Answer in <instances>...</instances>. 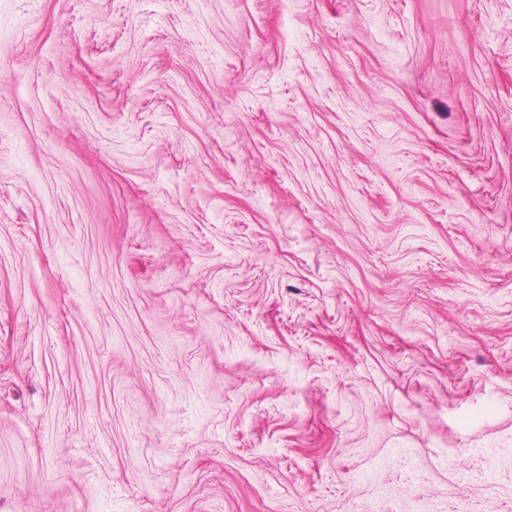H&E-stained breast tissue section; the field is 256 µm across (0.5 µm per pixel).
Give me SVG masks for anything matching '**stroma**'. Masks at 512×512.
I'll list each match as a JSON object with an SVG mask.
<instances>
[{"label":"stroma","instance_id":"35a3bbf8","mask_svg":"<svg viewBox=\"0 0 512 512\" xmlns=\"http://www.w3.org/2000/svg\"><path fill=\"white\" fill-rule=\"evenodd\" d=\"M0 512H512V0H0Z\"/></svg>","mask_w":512,"mask_h":512}]
</instances>
